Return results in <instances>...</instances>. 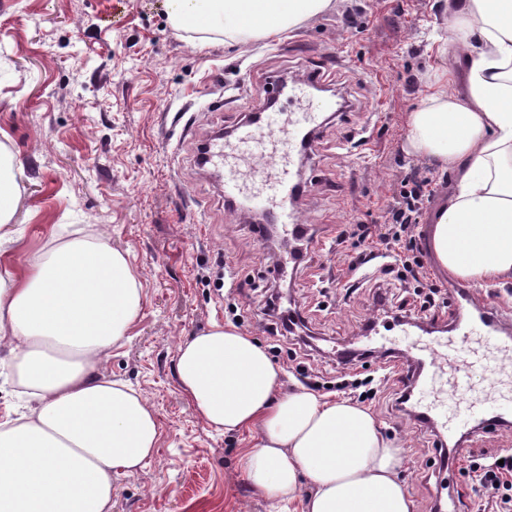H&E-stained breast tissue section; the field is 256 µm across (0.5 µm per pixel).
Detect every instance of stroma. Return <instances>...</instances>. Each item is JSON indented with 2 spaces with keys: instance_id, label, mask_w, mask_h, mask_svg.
<instances>
[{
  "instance_id": "stroma-1",
  "label": "stroma",
  "mask_w": 512,
  "mask_h": 512,
  "mask_svg": "<svg viewBox=\"0 0 512 512\" xmlns=\"http://www.w3.org/2000/svg\"><path fill=\"white\" fill-rule=\"evenodd\" d=\"M455 2L331 0L281 35L229 43L176 28L164 0H0V147L21 166L17 254H36L54 225L94 224L127 253L141 284L138 317L100 371L140 393L161 436L143 468L115 481L112 512H302V500L271 499L242 471L256 434L211 431L180 390L179 344L215 322L269 349L289 391L300 389L304 369L335 381L349 355L357 374L386 363L389 379L368 408L402 445L399 475L413 512H441L455 485L459 512H482L470 466L512 449V422L459 443L393 403L404 385L427 382L428 370L404 350L424 329L447 335L451 306L420 312L412 285L391 275L343 298L339 285L361 245L354 235L336 241L346 225L382 231L400 179L418 170L434 196L413 253L439 289L451 285L428 237L458 174L408 153L406 134L435 72H447L449 93L467 91L468 54L448 27ZM317 71L347 106L308 94L323 109L299 169L305 189L296 208L309 235L303 263L286 270L287 238L267 248L252 216L228 202L223 175L198 164L197 147L233 130L272 81L299 85ZM267 284L286 290L315 359L301 365L289 344L275 346L259 316ZM447 454L456 470L441 467Z\"/></svg>"
}]
</instances>
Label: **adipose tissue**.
<instances>
[{
    "label": "adipose tissue",
    "mask_w": 512,
    "mask_h": 512,
    "mask_svg": "<svg viewBox=\"0 0 512 512\" xmlns=\"http://www.w3.org/2000/svg\"><path fill=\"white\" fill-rule=\"evenodd\" d=\"M331 0H165L175 25L233 40L294 28ZM448 26L470 58L465 96L440 75L408 118L413 155L458 171L457 192L430 246L449 279L512 278V0H459ZM0 153V346L26 410L0 421V512H112V486L158 446L157 413L103 377L101 357L126 336L142 303L126 255L85 224H62L19 265L10 224L19 195ZM180 389L218 432L258 429L240 466L277 500L310 484L303 512H413L398 477L401 449L347 399L284 388V372L249 336L218 323L183 340Z\"/></svg>",
    "instance_id": "1"
}]
</instances>
